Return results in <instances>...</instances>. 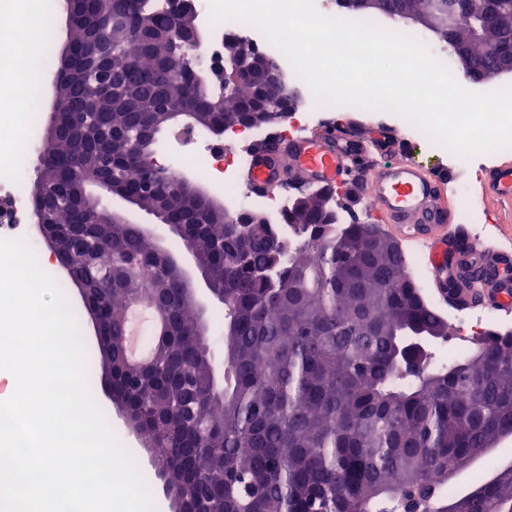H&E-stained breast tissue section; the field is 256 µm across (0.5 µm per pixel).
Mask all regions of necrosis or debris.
<instances>
[{"instance_id":"obj_1","label":"necrosis or debris","mask_w":512,"mask_h":512,"mask_svg":"<svg viewBox=\"0 0 512 512\" xmlns=\"http://www.w3.org/2000/svg\"><path fill=\"white\" fill-rule=\"evenodd\" d=\"M26 0H0V40L12 44V52L0 54V102L8 101L10 109L0 113V154H6V161H0V237L30 239L27 225L29 202L20 191L19 185L25 174L21 161L14 157L18 139L33 143L37 136L38 122L28 112L24 98L18 88L30 84L33 77L46 73L51 65L50 54H43L34 70L20 66L22 45L26 39ZM192 5L204 28L207 38L205 53L211 64H221L224 59V39L238 37L251 47L272 59L282 74L291 78L298 89L301 111L291 113L288 122L279 135L292 139L306 135L308 131L325 121L329 106L317 103L307 84L297 77L285 55L273 46L255 27L237 20L219 23L210 18L208 0H192ZM264 130L243 128L226 131L225 144L204 140L200 134L190 133L191 150L186 154L185 164H193L198 158H205L212 180L224 184L228 193L227 204L238 210L261 212L268 223H280L291 205V191L281 189L275 192L258 193L248 188L239 179L242 168L249 166L251 147L269 140ZM450 340L446 346L450 355L460 354L466 346L493 334L512 332V324L488 319L480 312L454 310L448 314Z\"/></svg>"}]
</instances>
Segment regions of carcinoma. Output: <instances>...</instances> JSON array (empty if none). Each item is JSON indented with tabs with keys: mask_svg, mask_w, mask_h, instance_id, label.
I'll use <instances>...</instances> for the list:
<instances>
[{
	"mask_svg": "<svg viewBox=\"0 0 512 512\" xmlns=\"http://www.w3.org/2000/svg\"><path fill=\"white\" fill-rule=\"evenodd\" d=\"M458 17L445 0H384L385 15L427 18L440 41L462 42L494 14L485 40L471 46L469 80L482 81L512 55V0H466ZM128 17L98 42L105 11ZM174 4L155 0H82L69 18L70 59L60 58L55 92L69 104L56 138L43 142L31 187L33 208L62 227L61 256L100 305L106 335L126 328L133 301L164 293L152 374L97 348L115 363L112 392L138 409L141 435L156 457L179 464V492L200 490L210 512H512V467L498 469L491 445L512 431V334L488 337L446 366L433 351L408 349L411 334L449 336L448 320L406 271L403 252L370 240L368 224L321 223L320 194L305 196L281 223L226 224L208 203L170 177L142 196L194 226L224 293V379L176 270L132 224L88 221L90 182L102 190L141 185L146 141L124 136L132 112L165 125L164 100H185L208 132L243 122L256 95L224 77L190 78L184 38L166 39ZM71 195L56 202L48 187ZM120 272L113 287L107 274ZM480 464L495 472L459 495L448 467Z\"/></svg>",
	"mask_w": 512,
	"mask_h": 512,
	"instance_id": "carcinoma-1",
	"label": "carcinoma"
}]
</instances>
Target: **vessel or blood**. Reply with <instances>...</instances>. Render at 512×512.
Listing matches in <instances>:
<instances>
[{
    "instance_id": "vessel-or-blood-1",
    "label": "vessel or blood",
    "mask_w": 512,
    "mask_h": 512,
    "mask_svg": "<svg viewBox=\"0 0 512 512\" xmlns=\"http://www.w3.org/2000/svg\"><path fill=\"white\" fill-rule=\"evenodd\" d=\"M392 143L380 145L386 160L364 163L357 144L332 129L256 151L249 182L254 190L347 184L373 205L394 237L424 241L429 279L453 307L496 309L512 303V252L481 248L478 240L453 241L447 226L454 211L439 202L443 180L408 154L392 157ZM486 200L497 211L501 231L512 232V162L489 170Z\"/></svg>"
}]
</instances>
